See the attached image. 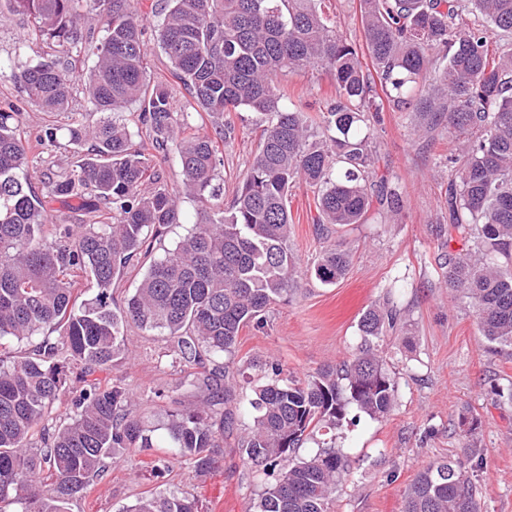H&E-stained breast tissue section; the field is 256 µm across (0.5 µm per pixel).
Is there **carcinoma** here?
<instances>
[{
	"mask_svg": "<svg viewBox=\"0 0 512 512\" xmlns=\"http://www.w3.org/2000/svg\"><path fill=\"white\" fill-rule=\"evenodd\" d=\"M7 2L9 12L32 18L24 40L44 41L51 52L34 65L0 61V77L22 89L19 103L0 105V512H67L106 460L148 451L157 478L175 458L205 475L233 434L243 463L273 477L255 512H334L351 461L325 436L350 405L373 418L393 409L396 383L379 341L397 329L394 301L362 314L361 345L338 369L285 378L273 360L253 381L249 366L234 374L230 366L242 330L263 326L271 305L299 287L288 211L296 183L315 189L322 232L362 224L377 206L398 208L396 191L374 196L367 188L376 150L360 123L382 111L383 99L403 112L433 84L423 111L448 114V130L473 137L448 156V241L464 247L448 253L446 284L472 303L489 342L512 347V47L494 53L489 35L512 33V0H359L361 45L340 33L324 0H165L156 39L197 114L223 127L224 140L234 133L231 113L261 116L257 151L227 209L219 140L175 111L169 82L147 79L139 0ZM81 56L94 57L85 72L73 68ZM307 67L324 69L334 87L316 126L286 105L288 91L275 82ZM79 93L96 121L22 128L23 107L51 117ZM132 105L135 134L124 119ZM60 136L73 161L44 164ZM172 153L182 168L178 190L162 185L158 167ZM35 163L43 164L39 191ZM184 196L200 204L192 229L113 307L114 282L180 223ZM73 200L86 216L81 224L53 208ZM353 254L345 240L327 241L316 280L337 284ZM130 324L176 338V360L202 368L192 385L207 392L205 401L146 423L112 378ZM6 338L27 341L28 352L12 355ZM72 374L83 383L71 397L74 415L51 426ZM237 376L252 384L245 424L233 410ZM308 439L317 450L294 458ZM475 460L483 461L480 449L466 447L461 458L429 464L404 490L402 512H483L485 491L468 471ZM122 512L200 508L191 492L169 491Z\"/></svg>",
	"mask_w": 512,
	"mask_h": 512,
	"instance_id": "obj_1",
	"label": "carcinoma"
}]
</instances>
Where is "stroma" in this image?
<instances>
[{
    "label": "stroma",
    "instance_id": "1",
    "mask_svg": "<svg viewBox=\"0 0 512 512\" xmlns=\"http://www.w3.org/2000/svg\"><path fill=\"white\" fill-rule=\"evenodd\" d=\"M30 20L12 15L0 27V60L37 63L45 45L24 41ZM288 87L289 107L317 115L332 94L321 69L279 77ZM235 132L224 145V199L250 166L261 129L250 112L235 115ZM378 145L377 171L401 197L398 214L372 212L363 224L342 228L357 251L346 276L325 286L311 277L322 242L316 230L313 192L298 184L290 197V245L300 260V286L287 302L272 305L264 330L244 329L236 363L279 361L286 375L305 378L338 366L355 352L358 321L371 305L394 294L403 327L386 338L383 350L396 381V404L373 419L349 407L336 429V445L351 458L353 474L336 496V512H401L405 487L430 462L457 458L465 447L480 449L476 481L485 490L484 512H512V348L489 343L478 330L469 301L444 283V257L458 249L449 240L448 157L455 145L433 114L409 108L384 111L371 122ZM132 354L113 374L134 395L149 423L196 399L190 367L177 363L169 336L130 328ZM478 417L475 435L458 426L462 412ZM267 479L225 447L217 467L197 475L177 462L165 477H154L143 456L110 464L69 504V512H121L147 491L185 489L201 512H249Z\"/></svg>",
    "mask_w": 512,
    "mask_h": 512
}]
</instances>
